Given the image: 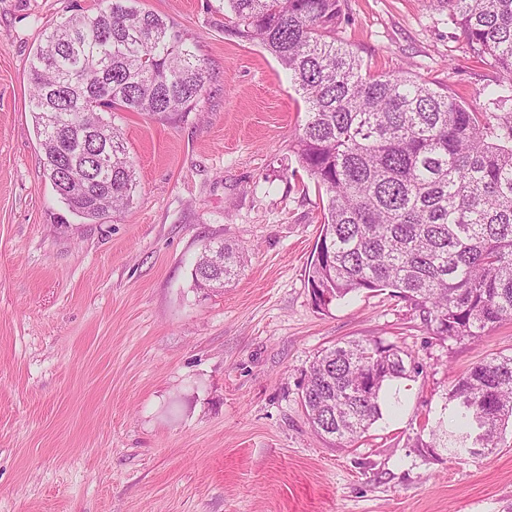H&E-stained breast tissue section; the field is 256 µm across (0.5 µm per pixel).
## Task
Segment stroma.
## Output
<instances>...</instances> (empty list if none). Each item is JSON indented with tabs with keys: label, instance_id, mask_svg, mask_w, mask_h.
<instances>
[{
	"label": "stroma",
	"instance_id": "obj_1",
	"mask_svg": "<svg viewBox=\"0 0 512 512\" xmlns=\"http://www.w3.org/2000/svg\"><path fill=\"white\" fill-rule=\"evenodd\" d=\"M98 0H0V512H512V428L495 448L428 451L445 396L512 354V320L479 341L434 336L390 291L316 307L321 224L295 135L305 105L260 45L224 30V0H139L196 44L191 108L115 112L132 203L92 224L44 171L28 66L44 30ZM338 41L371 72L408 71L482 107L500 78L428 0H339ZM243 248L227 287H195L213 242ZM375 338L418 373L354 446L302 401L323 349Z\"/></svg>",
	"mask_w": 512,
	"mask_h": 512
}]
</instances>
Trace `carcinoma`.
I'll return each instance as SVG.
<instances>
[{"label":"carcinoma","instance_id":"obj_1","mask_svg":"<svg viewBox=\"0 0 512 512\" xmlns=\"http://www.w3.org/2000/svg\"><path fill=\"white\" fill-rule=\"evenodd\" d=\"M42 34L29 62L31 112L47 176L67 209L90 222L127 207L136 172L105 112L168 114L192 106L209 78L205 59L163 17L135 0H101ZM470 51L502 78L478 112L408 71L373 74L336 41L339 0H224L230 33L256 41L291 76L306 108L295 153L324 197L308 285L317 306L392 289L443 339L475 341L512 319V0H429ZM98 154L94 168L87 159ZM242 249L198 256L199 288L228 283ZM419 372L393 344L350 340L310 366L303 403L314 431L341 444L383 416L390 382ZM453 429L430 448L474 455L512 424V355L484 359L449 392Z\"/></svg>","mask_w":512,"mask_h":512}]
</instances>
